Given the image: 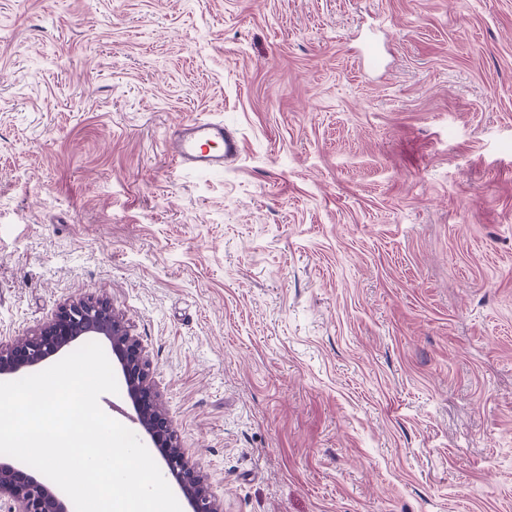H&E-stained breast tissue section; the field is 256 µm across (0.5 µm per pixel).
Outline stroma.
<instances>
[{
	"label": "stroma",
	"instance_id": "stroma-1",
	"mask_svg": "<svg viewBox=\"0 0 512 512\" xmlns=\"http://www.w3.org/2000/svg\"><path fill=\"white\" fill-rule=\"evenodd\" d=\"M90 296L224 512H512V0H0V340ZM210 144H221L224 150L211 152ZM170 149L179 165L210 171L223 169L224 165L235 161L241 153V143L224 122L196 117L182 123L172 133Z\"/></svg>",
	"mask_w": 512,
	"mask_h": 512
}]
</instances>
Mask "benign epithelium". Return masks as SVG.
I'll list each match as a JSON object with an SVG mask.
<instances>
[{
	"mask_svg": "<svg viewBox=\"0 0 512 512\" xmlns=\"http://www.w3.org/2000/svg\"><path fill=\"white\" fill-rule=\"evenodd\" d=\"M88 337L102 339L109 345L134 411V421L164 462L190 512H223L209 490L207 477L186 459L172 423L160 406L141 341L131 334L110 300H66L48 322L30 335L21 340L0 341V380L39 371ZM0 512H69V507L63 496L30 474L24 465L1 461Z\"/></svg>",
	"mask_w": 512,
	"mask_h": 512,
	"instance_id": "1",
	"label": "benign epithelium"
}]
</instances>
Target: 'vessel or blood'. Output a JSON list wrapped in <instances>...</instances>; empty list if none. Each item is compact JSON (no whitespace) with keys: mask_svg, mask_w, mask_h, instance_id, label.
Segmentation results:
<instances>
[{"mask_svg":"<svg viewBox=\"0 0 512 512\" xmlns=\"http://www.w3.org/2000/svg\"><path fill=\"white\" fill-rule=\"evenodd\" d=\"M170 149L179 165L210 171L235 161L241 153V143L223 122L196 117L173 132Z\"/></svg>","mask_w":512,"mask_h":512,"instance_id":"vessel-or-blood-1","label":"vessel or blood"}]
</instances>
